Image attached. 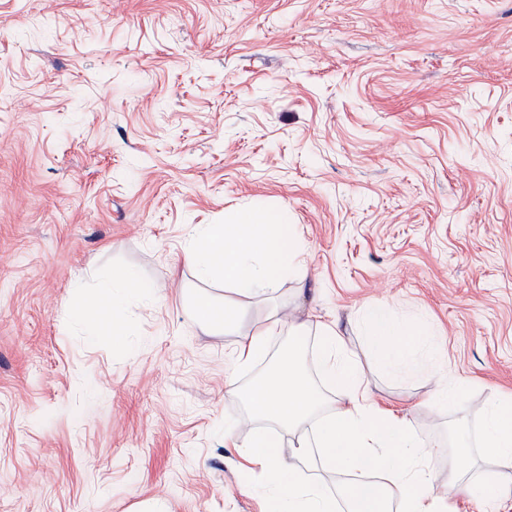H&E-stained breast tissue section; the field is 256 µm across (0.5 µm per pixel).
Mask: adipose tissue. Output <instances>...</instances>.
<instances>
[{
  "mask_svg": "<svg viewBox=\"0 0 512 512\" xmlns=\"http://www.w3.org/2000/svg\"><path fill=\"white\" fill-rule=\"evenodd\" d=\"M187 255L199 278L223 279L234 292L250 297L274 293L302 269L299 235L290 216L262 207L234 212L224 223L193 231ZM141 293L130 273L103 282L99 299L108 316L92 326V333L124 344L127 333L116 312ZM193 316L205 328L237 334V367L267 364L249 385L233 382L228 392L244 402L243 421L251 431L239 441L242 455L263 473L271 512H458L460 499L478 502L482 512H500L512 501L511 479L467 477L455 464L448 467L445 491H438L434 472L444 446L425 449L410 414L377 404L360 363L334 326L311 329L294 321L285 327L272 322L243 332L236 310L206 298L195 302ZM360 324L368 348L389 371H417L427 362L440 370L442 353L431 341L428 325L410 327L376 305L362 309ZM282 335L288 348L273 354ZM313 335L318 338L314 344L309 341ZM311 352L318 362L314 377L302 364ZM324 382L336 389L337 401L326 399L320 389ZM479 418L483 458L512 464V398L484 406ZM280 428L296 436L286 453L275 436ZM317 467L340 475V482L303 478V470Z\"/></svg>",
  "mask_w": 512,
  "mask_h": 512,
  "instance_id": "ef3b65f1",
  "label": "adipose tissue"
}]
</instances>
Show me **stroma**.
Masks as SVG:
<instances>
[{"label":"stroma","instance_id":"1","mask_svg":"<svg viewBox=\"0 0 512 512\" xmlns=\"http://www.w3.org/2000/svg\"><path fill=\"white\" fill-rule=\"evenodd\" d=\"M288 210L304 280L244 297L202 280L186 229ZM145 287L128 338L73 307L106 275ZM338 324L375 398L429 394L366 348L369 304L427 323L476 436L512 394V0H0V512H265L224 430L237 338Z\"/></svg>","mask_w":512,"mask_h":512}]
</instances>
